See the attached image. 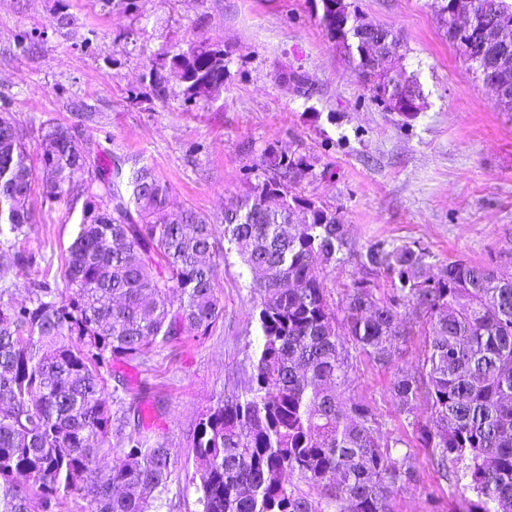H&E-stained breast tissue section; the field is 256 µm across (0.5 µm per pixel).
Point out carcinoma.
Here are the masks:
<instances>
[{
    "mask_svg": "<svg viewBox=\"0 0 512 512\" xmlns=\"http://www.w3.org/2000/svg\"><path fill=\"white\" fill-rule=\"evenodd\" d=\"M450 0L436 15L456 41ZM512 22L506 0H477ZM345 7L321 4L319 21L336 43L371 48L373 33ZM477 68L512 40L459 48ZM169 77L145 80L166 102L211 97L224 88V59L211 45L171 57ZM297 96L313 83L289 74ZM47 198L85 197L63 258L66 288L43 281L28 302L0 300V512H59L68 500L85 512H157L170 479L169 448L141 402L119 388L105 398L116 364H146L155 349L200 335L224 316L218 262L234 252L256 275L260 346L244 388L218 400L191 435L199 512H394L393 500L419 482L410 446L383 430L380 415L347 396L355 364L394 369L391 391L427 450L433 480L457 489L455 505L430 496V512H512V279L463 259L426 275L424 248L371 244L362 266L390 278L379 297L361 277L337 303L321 274L350 252L338 208L298 191L308 157L267 147L255 183L224 210V240L187 207L169 210L170 188L137 159L79 141L75 128L49 121L35 147L9 112L0 113V238L26 234L36 166ZM426 339L420 366L396 364L410 321ZM425 401L421 421L414 404ZM468 483L461 484L462 478Z\"/></svg>",
    "mask_w": 512,
    "mask_h": 512,
    "instance_id": "1",
    "label": "carcinoma"
}]
</instances>
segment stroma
<instances>
[{
	"label": "stroma",
	"instance_id": "obj_1",
	"mask_svg": "<svg viewBox=\"0 0 512 512\" xmlns=\"http://www.w3.org/2000/svg\"><path fill=\"white\" fill-rule=\"evenodd\" d=\"M366 21L400 39L401 66L421 90L404 119L370 102L357 60L329 39L316 0H0V110L35 142L43 123L77 126L82 139L151 166L174 205L217 218L248 189L246 170L266 147L306 154L302 195L341 209L351 252L324 284L342 300L362 276L359 256L384 240L426 248L428 275L465 259L512 273V109L448 40L433 0H350ZM71 19L56 24L59 13ZM27 36L32 53L15 54ZM191 41L227 50L219 97L160 102L143 76L168 70ZM310 76L297 97L287 73ZM34 186V223L15 246L0 288L28 299L30 282L64 288L60 255L72 242L83 198L46 200ZM33 264L12 266L15 251ZM249 271L228 254L216 271L224 316L206 335L161 348L147 368L124 367L127 397L158 405L155 426L170 449L169 493L159 512H197L190 435L202 409L239 390L258 347V295ZM390 371L359 362L350 394L370 403L387 430L410 435L388 387Z\"/></svg>",
	"mask_w": 512,
	"mask_h": 512
}]
</instances>
